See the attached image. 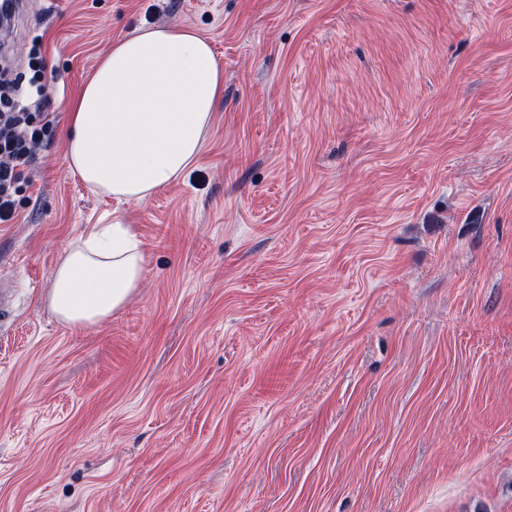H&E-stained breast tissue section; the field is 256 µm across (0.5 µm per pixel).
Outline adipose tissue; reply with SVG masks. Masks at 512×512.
Returning a JSON list of instances; mask_svg holds the SVG:
<instances>
[{
	"mask_svg": "<svg viewBox=\"0 0 512 512\" xmlns=\"http://www.w3.org/2000/svg\"><path fill=\"white\" fill-rule=\"evenodd\" d=\"M224 95V70L192 30L144 27L115 41L69 105L67 161L95 192L138 200L198 160ZM144 258L128 224H97L64 251L46 295L63 325L110 319L140 287Z\"/></svg>",
	"mask_w": 512,
	"mask_h": 512,
	"instance_id": "obj_1",
	"label": "adipose tissue"
}]
</instances>
